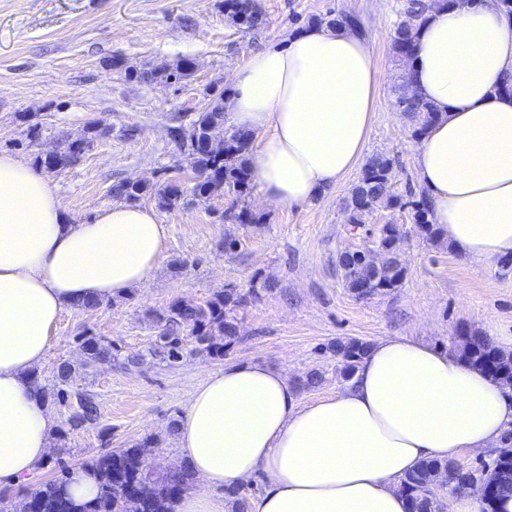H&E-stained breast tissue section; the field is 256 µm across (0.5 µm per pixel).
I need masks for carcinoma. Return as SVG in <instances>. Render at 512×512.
<instances>
[{
    "instance_id": "1",
    "label": "carcinoma",
    "mask_w": 512,
    "mask_h": 512,
    "mask_svg": "<svg viewBox=\"0 0 512 512\" xmlns=\"http://www.w3.org/2000/svg\"><path fill=\"white\" fill-rule=\"evenodd\" d=\"M225 10L230 20L243 29H254L263 23V15L255 0H225ZM427 0H406L404 15L392 35V50L403 58L411 51L414 35L428 10ZM190 59L183 58L174 67H165L150 73L130 69L126 77L130 80L153 81L156 79H182L189 69ZM408 81L399 86L396 99L398 109L406 113L411 121V135L422 136L435 118V110L415 92H407ZM213 107L196 114L190 128L181 125L170 128L171 139L179 150L186 154L192 170L200 177L192 188V196L205 201L212 196L231 192L240 197L252 189V173L248 154L254 135L226 125L223 106L224 94L212 95ZM102 132L95 127L86 129L84 136L68 142L66 149L47 155L41 164L49 170H61L76 162L81 154L91 147ZM393 159L375 156L365 165L363 174L352 189L347 204L348 223L357 230L365 224L364 218L377 208L395 209L404 206L402 199L394 193L391 172ZM150 194L162 209L174 207L183 197V191L175 182L156 185L146 182L119 181L112 186L115 197L136 200ZM414 210L416 224L430 239L439 237L436 225L432 224L430 205L425 196L409 202ZM230 224H256L259 219L246 208L224 213ZM401 235L387 224L381 228L376 247L370 253L346 250L337 259L345 287L359 293L366 286L372 295L384 294L397 288L405 277L406 268L402 260ZM253 296L242 294L230 287L217 291L203 304H191L176 300L160 317L165 323L162 352L173 361L182 356L183 333L194 339L203 352L222 357L238 334V314L251 303ZM84 354L86 367L112 360V342L81 332L75 336ZM369 344L361 341L338 342L334 352L342 359V374L350 379L367 351ZM463 352L475 364L488 368L494 360L499 380L512 384V357L496 353L480 336L465 339ZM44 401L65 405L75 400L77 408L69 416V429L76 430L95 425L100 420V409L94 395L87 392L70 393L65 388L41 387ZM152 442L147 440L131 448H120L97 459L87 467L100 486L99 495L86 503H75L65 492L69 471L61 467L60 476L45 482L33 494L32 506L37 512H160L167 502L176 500L193 484L195 477L188 467L172 473L166 480L157 482L147 472L146 459ZM449 465L438 461H426L418 465L403 479L402 488L407 497L416 500L418 512H443L444 503L436 497L425 498L420 491L430 488Z\"/></svg>"
}]
</instances>
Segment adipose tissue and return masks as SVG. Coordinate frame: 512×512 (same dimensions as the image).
<instances>
[{
  "mask_svg": "<svg viewBox=\"0 0 512 512\" xmlns=\"http://www.w3.org/2000/svg\"><path fill=\"white\" fill-rule=\"evenodd\" d=\"M436 110L414 167L440 237L480 271L512 257V20L488 5L434 0L405 67ZM378 71L347 25L314 24L252 55L224 96L230 124L253 132L262 199L324 197L361 162L378 109ZM167 229L133 202L74 223L51 182L0 153V489L46 459L53 418L33 371L65 310L141 285ZM512 427V388L406 336L371 343L341 389L299 402L287 375L252 361L196 385L178 454L200 489L174 512H231L226 490L257 475L250 512H409L402 479L427 460L455 462Z\"/></svg>",
  "mask_w": 512,
  "mask_h": 512,
  "instance_id": "1",
  "label": "adipose tissue"
}]
</instances>
